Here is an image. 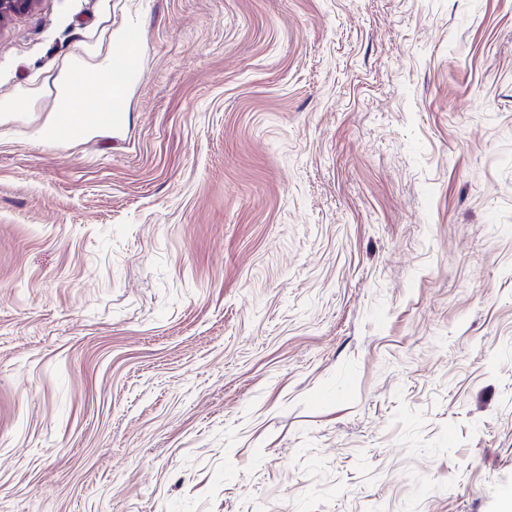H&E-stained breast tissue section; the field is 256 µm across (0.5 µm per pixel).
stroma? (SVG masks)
I'll use <instances>...</instances> for the list:
<instances>
[{"mask_svg":"<svg viewBox=\"0 0 512 512\" xmlns=\"http://www.w3.org/2000/svg\"><path fill=\"white\" fill-rule=\"evenodd\" d=\"M2 100L0 512H504L512 0H39ZM138 43L135 33L111 36L108 51L98 61L93 64L80 62L56 77V109L46 127L48 134L56 137L62 117L73 112L101 113L98 117L101 125H108L112 119V114L102 112H125L130 76L138 68Z\"/></svg>","mask_w":512,"mask_h":512,"instance_id":"1","label":"stroma"}]
</instances>
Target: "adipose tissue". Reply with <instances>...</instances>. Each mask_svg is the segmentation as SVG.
I'll list each match as a JSON object with an SVG mask.
<instances>
[{
    "instance_id": "obj_1",
    "label": "adipose tissue",
    "mask_w": 512,
    "mask_h": 512,
    "mask_svg": "<svg viewBox=\"0 0 512 512\" xmlns=\"http://www.w3.org/2000/svg\"><path fill=\"white\" fill-rule=\"evenodd\" d=\"M137 46L136 34L117 35L95 63H81L61 72L55 79L56 109L46 127L48 134H55L63 116L73 112L123 111L130 77L138 68Z\"/></svg>"
}]
</instances>
